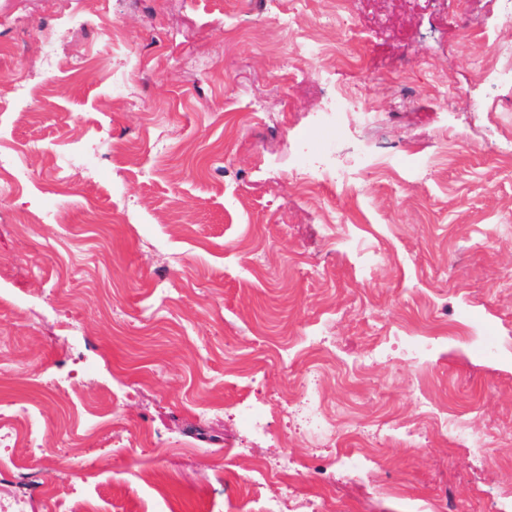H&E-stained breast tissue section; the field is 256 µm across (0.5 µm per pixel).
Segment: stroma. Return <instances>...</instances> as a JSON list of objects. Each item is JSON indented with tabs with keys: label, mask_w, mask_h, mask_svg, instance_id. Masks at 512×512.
I'll return each mask as SVG.
<instances>
[{
	"label": "stroma",
	"mask_w": 512,
	"mask_h": 512,
	"mask_svg": "<svg viewBox=\"0 0 512 512\" xmlns=\"http://www.w3.org/2000/svg\"><path fill=\"white\" fill-rule=\"evenodd\" d=\"M283 0H0V99L12 80L32 92L26 122L0 112V138L25 145L39 179L0 197V398L22 400L70 372L71 387L42 391L53 433L74 432L81 407L119 416L115 439L84 440L42 459L40 478L68 504L91 512H263L268 497L324 493L336 512H416L450 499L456 512H497L512 492V89L490 90L474 59L512 27H476L459 8L438 41L420 39L427 15L398 6L381 36L354 0L360 34L320 26L325 46L290 71L297 49L282 27ZM71 14L84 24L52 70L41 62L47 26ZM118 22L128 42L102 28ZM360 85L375 124L346 120L337 162L387 154L382 171L303 189L296 141L319 153L334 111L311 80ZM458 88L446 99L439 84ZM116 153L56 173L63 142ZM411 154L424 168L411 174ZM60 210L64 224H30ZM341 218L355 248L334 242L325 217ZM383 259L363 269L362 253ZM168 276L172 304L151 294ZM431 337L428 361L411 364V340ZM496 351L475 352L482 337ZM335 359L318 372L328 404L352 428L417 420L427 439L368 440L377 454L356 481L337 470L321 484L313 456L333 445L305 432L285 402L298 384L310 339ZM386 349L371 360L374 343ZM419 372L439 413L486 438L489 453L456 445L420 415L408 377ZM263 417L255 431L241 413ZM211 412H202V405ZM155 436L141 447L140 433ZM184 455H169L172 447ZM289 457L284 481L254 490L256 461ZM163 464L162 491L144 479Z\"/></svg>",
	"instance_id": "1"
}]
</instances>
